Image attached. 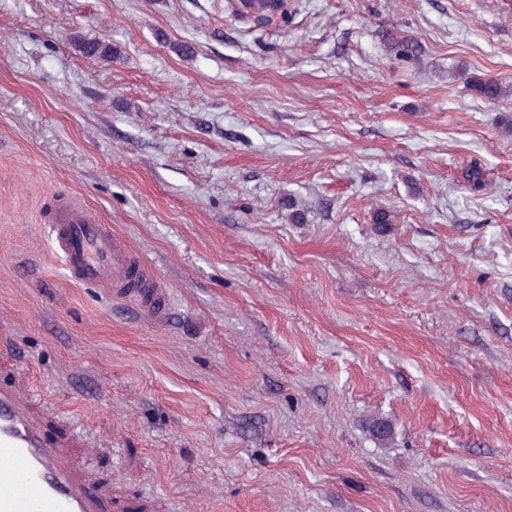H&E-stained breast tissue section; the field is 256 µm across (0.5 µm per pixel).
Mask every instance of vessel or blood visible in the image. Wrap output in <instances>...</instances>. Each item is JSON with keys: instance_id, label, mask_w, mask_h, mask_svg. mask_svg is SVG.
<instances>
[{"instance_id": "1", "label": "vessel or blood", "mask_w": 512, "mask_h": 512, "mask_svg": "<svg viewBox=\"0 0 512 512\" xmlns=\"http://www.w3.org/2000/svg\"><path fill=\"white\" fill-rule=\"evenodd\" d=\"M55 246L71 277L114 299L134 294L144 317L169 315V292L125 239L77 202L60 203ZM0 512H104L94 482L78 475L63 442L49 441L28 396L0 382Z\"/></svg>"}]
</instances>
